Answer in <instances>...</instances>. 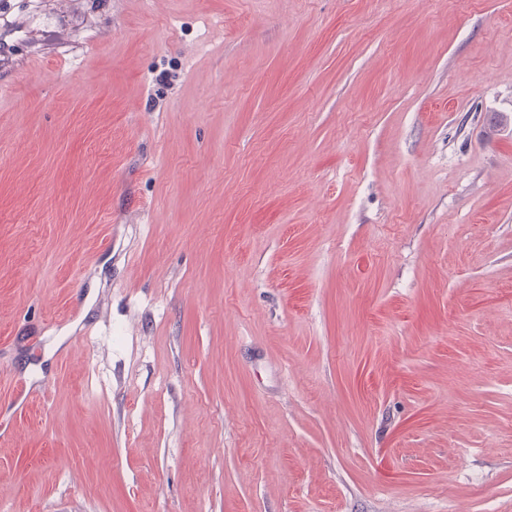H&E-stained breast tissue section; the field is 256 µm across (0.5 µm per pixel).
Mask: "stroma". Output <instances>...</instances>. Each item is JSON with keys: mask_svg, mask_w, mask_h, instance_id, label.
<instances>
[{"mask_svg": "<svg viewBox=\"0 0 512 512\" xmlns=\"http://www.w3.org/2000/svg\"><path fill=\"white\" fill-rule=\"evenodd\" d=\"M0 512H512V0H0Z\"/></svg>", "mask_w": 512, "mask_h": 512, "instance_id": "stroma-1", "label": "stroma"}]
</instances>
